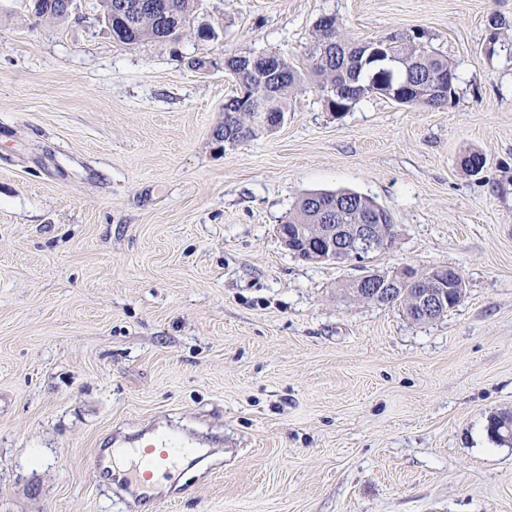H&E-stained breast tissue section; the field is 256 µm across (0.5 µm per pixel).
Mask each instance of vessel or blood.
<instances>
[{
    "label": "vessel or blood",
    "mask_w": 512,
    "mask_h": 512,
    "mask_svg": "<svg viewBox=\"0 0 512 512\" xmlns=\"http://www.w3.org/2000/svg\"><path fill=\"white\" fill-rule=\"evenodd\" d=\"M181 453V445L153 423L130 441L112 435L92 456L90 469L96 477L116 474L121 488L132 495L124 503L126 512H155L159 495L154 476L169 473Z\"/></svg>",
    "instance_id": "1"
}]
</instances>
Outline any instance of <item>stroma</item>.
Here are the masks:
<instances>
[{"label": "stroma", "mask_w": 512, "mask_h": 512, "mask_svg": "<svg viewBox=\"0 0 512 512\" xmlns=\"http://www.w3.org/2000/svg\"><path fill=\"white\" fill-rule=\"evenodd\" d=\"M97 14L0 0V512H122L90 459L155 419L219 440L156 512H512L487 429L512 410V0H200L218 38L135 46ZM325 14L355 41L424 30L447 107L337 115L307 83L226 146L225 56L303 62ZM338 189L391 213L394 247L297 260L277 224ZM436 265L466 288L431 322L337 292Z\"/></svg>", "instance_id": "obj_1"}]
</instances>
